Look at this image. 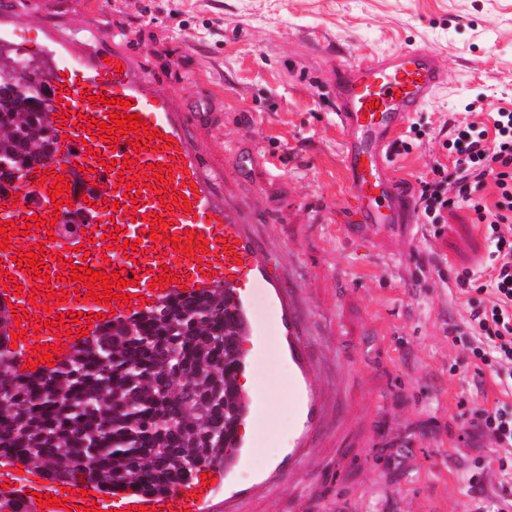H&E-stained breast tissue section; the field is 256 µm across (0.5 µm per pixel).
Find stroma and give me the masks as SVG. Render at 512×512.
<instances>
[{
  "label": "stroma",
  "mask_w": 512,
  "mask_h": 512,
  "mask_svg": "<svg viewBox=\"0 0 512 512\" xmlns=\"http://www.w3.org/2000/svg\"><path fill=\"white\" fill-rule=\"evenodd\" d=\"M329 37L347 57L371 60L415 42L449 64L450 80L418 119L422 140L394 164L416 193L465 106L512 108V0H0V54L53 74L93 70L114 43L127 46L192 114L202 160L263 149L283 156L280 178L242 169L214 187L253 223L275 282L263 296L241 289L247 313L298 316L295 337L241 341L248 398L240 459L217 477L205 512H477L512 501L488 442L459 445L465 422L500 392L490 374L460 372L467 315L462 271L490 250L468 212L442 234L428 224H388L357 236L336 222L343 194L342 140L333 102L302 86L313 59L297 32ZM294 211V223L278 213ZM480 472L483 495L468 478Z\"/></svg>",
  "instance_id": "stroma-1"
}]
</instances>
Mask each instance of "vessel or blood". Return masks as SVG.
<instances>
[{
    "label": "vessel or blood",
    "mask_w": 512,
    "mask_h": 512,
    "mask_svg": "<svg viewBox=\"0 0 512 512\" xmlns=\"http://www.w3.org/2000/svg\"><path fill=\"white\" fill-rule=\"evenodd\" d=\"M133 61L125 48L112 52V63L90 71L79 66L62 65L61 74L48 106L55 114L54 122L64 125L65 135L58 138L57 149L65 164L64 181L69 189L65 199L74 207L85 209L91 216L84 232L70 235L61 229L29 228L27 235L11 239L8 251L0 250V272H9L8 286H0V299L25 308L21 321L25 333L17 349L22 360H31L35 346L51 344L67 347V331L90 329L114 318L126 319L138 315L142 307L181 295L188 296L203 288H222L238 283L258 285L269 277L256 254V243L242 238L239 226L242 217L233 201L215 208L207 187L209 174L194 154L185 115L174 112L171 100L163 93H148L144 83L132 77ZM448 65L435 51L414 44L382 55L372 61L338 63L317 71L314 89H329L333 94L336 128L342 136L344 173L343 209L340 223L365 230L382 224H415L419 213L400 191V177L392 164L394 147L411 116L431 105L435 92L446 84ZM120 98L129 101L130 111L140 114L159 137L149 140L147 147L134 151L127 135L108 143L80 127L81 117L110 121L111 108L107 101ZM133 156L139 168L135 175L118 174L116 166L125 156ZM162 163V171H152L154 163ZM133 183L137 200H129L126 183ZM49 184L32 186L24 192L11 187L0 188V221H13L16 227H26V219L38 215L46 218L55 208ZM191 203L190 210L174 207L176 195ZM117 201L118 209L108 208V201ZM163 219L166 237L184 235L194 230L208 241V249L199 260H192L174 250H168L165 239L151 240L150 214ZM109 217L119 226V235L101 227L100 219ZM137 241L136 250L113 249V239ZM91 241L89 256H81L77 247ZM44 246L40 267L42 275L51 279L50 291H35L32 272L19 269L14 257ZM109 265H102V257ZM78 262L80 267L105 269L106 273L121 272L123 279H136L135 296L118 310L96 302L77 301V291L83 281L61 279V260ZM169 268L176 273V282L164 288L152 287L155 270ZM68 294L66 305L54 307V314H67L64 324L44 327L43 310L49 295ZM84 314L81 323L72 322L75 314ZM19 497L37 512H68L81 505L96 507L97 512H130L132 506H148L150 512H204L213 488L202 485L199 475L162 494H144L130 489L113 491L110 497L80 496V484L61 490L52 481L44 480L41 472L30 469L17 480ZM57 497L56 507H42V494Z\"/></svg>",
    "instance_id": "obj_1"
}]
</instances>
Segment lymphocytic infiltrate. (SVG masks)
Instances as JSON below:
<instances>
[{
  "mask_svg": "<svg viewBox=\"0 0 512 512\" xmlns=\"http://www.w3.org/2000/svg\"><path fill=\"white\" fill-rule=\"evenodd\" d=\"M443 149L449 163L435 162L431 175L421 180L416 204L426 223H446L452 211L472 212L484 225L492 243L485 278L463 274L460 288L469 292L470 312L466 360L475 374L490 372L504 392L512 393V109L491 113L489 122L470 121L456 126ZM493 189V201L482 193ZM469 439H484L493 447L512 449V403L496 401L475 412L465 431Z\"/></svg>",
  "mask_w": 512,
  "mask_h": 512,
  "instance_id": "f902f5d3",
  "label": "lymphocytic infiltrate"
}]
</instances>
